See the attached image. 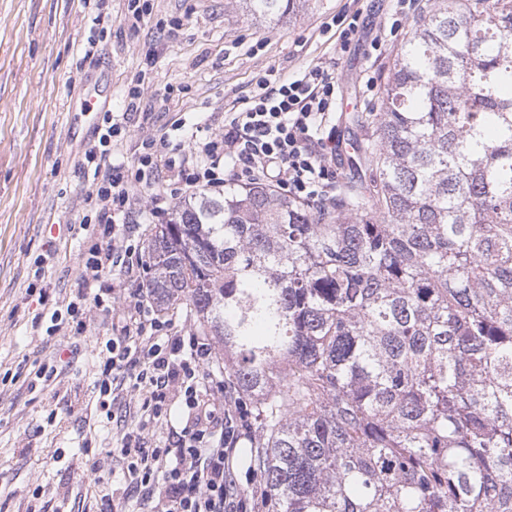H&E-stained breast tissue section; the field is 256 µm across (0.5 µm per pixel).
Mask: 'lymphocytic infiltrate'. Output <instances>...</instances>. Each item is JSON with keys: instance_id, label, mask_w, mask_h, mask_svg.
Masks as SVG:
<instances>
[{"instance_id": "lymphocytic-infiltrate-1", "label": "lymphocytic infiltrate", "mask_w": 512, "mask_h": 512, "mask_svg": "<svg viewBox=\"0 0 512 512\" xmlns=\"http://www.w3.org/2000/svg\"><path fill=\"white\" fill-rule=\"evenodd\" d=\"M336 79L315 64L288 79L267 70L239 106L224 115L221 132L175 120L170 131L143 137L138 167L117 154L132 125L131 112H108L85 152L97 179L82 196L81 222L91 225L80 260L78 288L62 307L42 308L33 329L55 336L83 334L92 309L116 317L112 336L99 346L97 406L111 412L120 392L135 396L137 411L115 451L124 489L115 493L97 479L107 512H130L134 496L151 512H255L249 491L239 489L235 458L239 410L224 403V368L206 337L180 328L154 309L138 275L143 265L135 242L138 213L134 189L162 187L177 199L192 190L258 180L307 204L336 197ZM182 427L173 429V404ZM167 431L164 445L145 436Z\"/></svg>"}]
</instances>
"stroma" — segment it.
Here are the masks:
<instances>
[{"label": "stroma", "mask_w": 512, "mask_h": 512, "mask_svg": "<svg viewBox=\"0 0 512 512\" xmlns=\"http://www.w3.org/2000/svg\"><path fill=\"white\" fill-rule=\"evenodd\" d=\"M0 0V512H100L96 475L116 468L124 400L113 419L95 414V351L112 334L98 313L84 335L42 340L31 328L39 307L25 290L34 259L53 249L45 277L49 302L69 297L89 233L79 200L93 181L85 145L106 111L127 107L128 86L145 94L132 139L177 118L215 131L235 98L260 73L292 76L323 64L338 83L336 184L357 179L348 118L373 111L378 91L367 76H385L408 31L386 34L383 51L371 41L392 21L396 0H302L278 24L253 22L237 0H150L132 31L123 23L128 0ZM361 11L365 32L341 51L326 24L341 11ZM180 21L178 40L163 25ZM95 96V111L80 103ZM50 362L61 374L44 392L5 381V372H31Z\"/></svg>", "instance_id": "stroma-1"}]
</instances>
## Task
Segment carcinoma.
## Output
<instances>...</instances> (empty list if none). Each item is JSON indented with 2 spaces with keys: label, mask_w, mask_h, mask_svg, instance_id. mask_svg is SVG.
I'll list each match as a JSON object with an SVG mask.
<instances>
[{
  "label": "carcinoma",
  "mask_w": 512,
  "mask_h": 512,
  "mask_svg": "<svg viewBox=\"0 0 512 512\" xmlns=\"http://www.w3.org/2000/svg\"><path fill=\"white\" fill-rule=\"evenodd\" d=\"M432 2L353 118L365 180L200 191L149 240L156 306L224 350L262 512H512V0Z\"/></svg>",
  "instance_id": "carcinoma-1"
}]
</instances>
